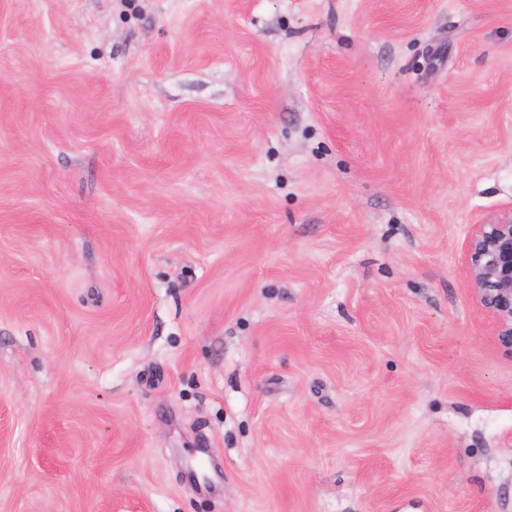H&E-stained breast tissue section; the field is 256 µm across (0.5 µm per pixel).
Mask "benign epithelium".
<instances>
[{
	"label": "benign epithelium",
	"mask_w": 512,
	"mask_h": 512,
	"mask_svg": "<svg viewBox=\"0 0 512 512\" xmlns=\"http://www.w3.org/2000/svg\"><path fill=\"white\" fill-rule=\"evenodd\" d=\"M468 258V288L492 319L499 346L512 352V212L472 225Z\"/></svg>",
	"instance_id": "obj_1"
}]
</instances>
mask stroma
I'll return each instance as SVG.
<instances>
[{
  "mask_svg": "<svg viewBox=\"0 0 512 512\" xmlns=\"http://www.w3.org/2000/svg\"><path fill=\"white\" fill-rule=\"evenodd\" d=\"M512 0H0V512H512ZM468 288L492 319L497 343L512 352V212L474 224L468 239Z\"/></svg>",
  "mask_w": 512,
  "mask_h": 512,
  "instance_id": "35a3bbf8",
  "label": "stroma"
}]
</instances>
